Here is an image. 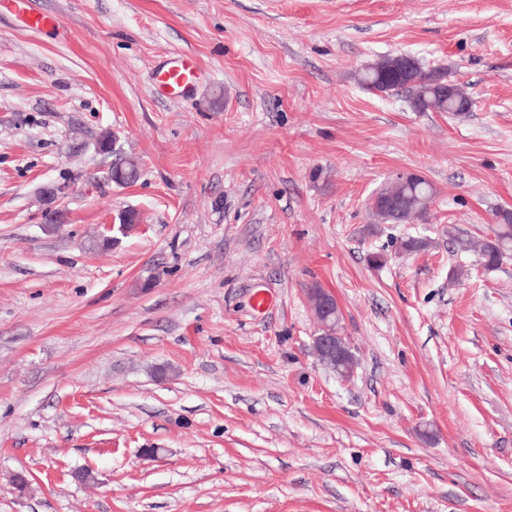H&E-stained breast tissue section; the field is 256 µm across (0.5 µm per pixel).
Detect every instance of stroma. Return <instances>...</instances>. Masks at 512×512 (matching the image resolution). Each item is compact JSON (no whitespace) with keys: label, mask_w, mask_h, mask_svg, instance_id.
<instances>
[{"label":"stroma","mask_w":512,"mask_h":512,"mask_svg":"<svg viewBox=\"0 0 512 512\" xmlns=\"http://www.w3.org/2000/svg\"><path fill=\"white\" fill-rule=\"evenodd\" d=\"M29 5L60 25L0 6V512H512V259L453 242L512 211V0ZM182 53L190 99L157 83ZM396 53L471 111L363 88ZM402 173L426 219L375 223ZM315 283L350 378L312 354ZM157 77L162 91L182 98L194 96L204 80L203 71L190 56L162 62ZM140 176V169L138 162L124 155H115L112 164L107 171V178L121 177L125 180L126 184L134 183Z\"/></svg>","instance_id":"35a3bbf8"}]
</instances>
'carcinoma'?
<instances>
[{
    "label": "carcinoma",
    "instance_id": "obj_1",
    "mask_svg": "<svg viewBox=\"0 0 512 512\" xmlns=\"http://www.w3.org/2000/svg\"><path fill=\"white\" fill-rule=\"evenodd\" d=\"M438 68H429L414 61L411 64L407 102L415 112H448L462 115L472 108V99L458 85L451 87L442 85L436 77ZM400 76V66L387 56L376 62L365 65L359 75L361 85L374 93L385 90L387 75ZM140 169L138 162L124 155H116L107 171V177H121L131 184L138 180ZM434 194L432 184L425 179L409 177L405 181H393L379 191L382 201L395 200L394 206L378 207L372 211L373 216L383 224H411L421 220L427 214L426 199ZM458 248L464 252L473 251L478 254L482 266L492 271L502 264L507 256L512 254V217L506 216L495 238L491 240L474 241L472 239H457Z\"/></svg>",
    "mask_w": 512,
    "mask_h": 512
}]
</instances>
